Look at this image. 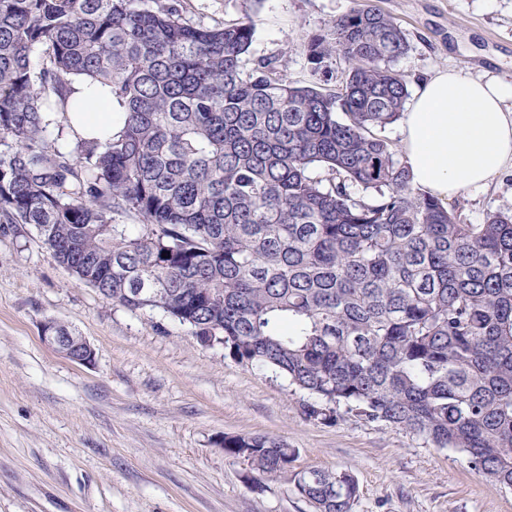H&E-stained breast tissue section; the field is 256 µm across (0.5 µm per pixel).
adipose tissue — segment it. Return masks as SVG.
Segmentation results:
<instances>
[{
    "label": "adipose tissue",
    "mask_w": 512,
    "mask_h": 512,
    "mask_svg": "<svg viewBox=\"0 0 512 512\" xmlns=\"http://www.w3.org/2000/svg\"><path fill=\"white\" fill-rule=\"evenodd\" d=\"M414 185L447 202L512 171V83L443 70L421 83L401 131Z\"/></svg>",
    "instance_id": "obj_1"
}]
</instances>
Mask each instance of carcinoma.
I'll return each instance as SVG.
<instances>
[{"mask_svg": "<svg viewBox=\"0 0 512 512\" xmlns=\"http://www.w3.org/2000/svg\"><path fill=\"white\" fill-rule=\"evenodd\" d=\"M254 32L190 24L183 0H0V218L112 304L286 378L308 419L343 406L512 490V210L467 224L413 185L384 135L409 95L394 17L366 0L311 37L312 60L345 64L335 91L273 59L245 71ZM77 79L109 88L122 124L63 153L61 116L104 111L70 101ZM219 447L294 473L314 512H351L347 469L295 473L267 435Z\"/></svg>", "mask_w": 512, "mask_h": 512, "instance_id": "1", "label": "carcinoma"}]
</instances>
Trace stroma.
Here are the masks:
<instances>
[{
	"instance_id": "obj_1",
	"label": "stroma",
	"mask_w": 512,
	"mask_h": 512,
	"mask_svg": "<svg viewBox=\"0 0 512 512\" xmlns=\"http://www.w3.org/2000/svg\"><path fill=\"white\" fill-rule=\"evenodd\" d=\"M402 26L396 67L409 91L436 71L512 82V0H372ZM358 0H186L192 24L252 15L251 58L282 61L289 80L339 82L338 55L312 64L311 36ZM462 219L512 208V175L458 196ZM55 319L84 336L91 364L71 362L41 337ZM307 394L269 371L201 346L188 327L113 305L80 284L34 227L0 220V512H311L292 477L254 489L228 459L227 434H267L297 452L298 469H347L353 512H512L460 452L342 413L306 418Z\"/></svg>"
}]
</instances>
